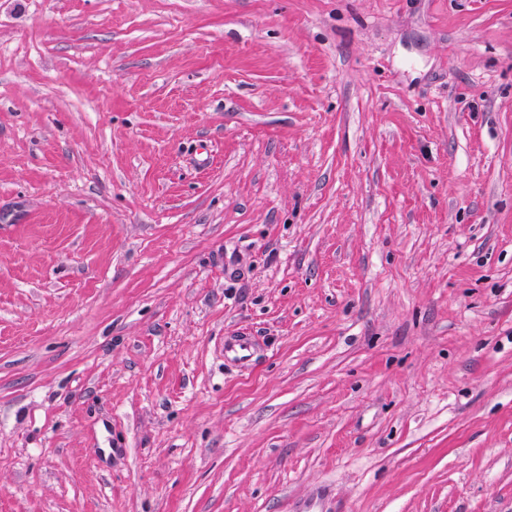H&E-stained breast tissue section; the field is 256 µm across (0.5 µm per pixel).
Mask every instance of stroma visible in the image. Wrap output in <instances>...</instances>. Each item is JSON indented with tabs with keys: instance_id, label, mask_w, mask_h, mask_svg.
<instances>
[{
	"instance_id": "stroma-1",
	"label": "stroma",
	"mask_w": 512,
	"mask_h": 512,
	"mask_svg": "<svg viewBox=\"0 0 512 512\" xmlns=\"http://www.w3.org/2000/svg\"><path fill=\"white\" fill-rule=\"evenodd\" d=\"M310 505L512 512V0H0V512ZM262 351L255 336L235 332L224 337V364L243 369L248 367Z\"/></svg>"
}]
</instances>
